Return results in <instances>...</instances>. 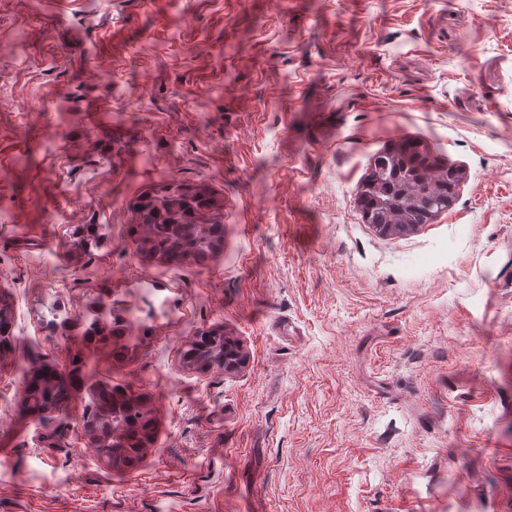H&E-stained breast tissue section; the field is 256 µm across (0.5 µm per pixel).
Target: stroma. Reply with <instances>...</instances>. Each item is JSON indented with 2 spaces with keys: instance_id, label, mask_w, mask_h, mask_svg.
<instances>
[{
  "instance_id": "obj_1",
  "label": "stroma",
  "mask_w": 512,
  "mask_h": 512,
  "mask_svg": "<svg viewBox=\"0 0 512 512\" xmlns=\"http://www.w3.org/2000/svg\"><path fill=\"white\" fill-rule=\"evenodd\" d=\"M64 11L0 0V512H512V0ZM407 140L458 196L385 235L360 193ZM173 181L218 208L214 254L138 250ZM102 303L132 347L87 336ZM210 329L238 372L186 362ZM41 367L68 391L43 421ZM101 384L148 400L136 468L83 435ZM226 349L231 345L236 351L233 357L228 361L223 360L222 356L218 358H212L210 360L201 363L200 369H208L210 366H220L224 368V372L232 373L237 371L246 363V356L242 353L240 347L233 341L225 339ZM41 370L34 371L31 374L26 385V398L29 402L30 412L38 418H45L57 411L54 393L58 383L55 377L44 379V373L40 372ZM35 379H39L42 383L39 389L31 386V381Z\"/></svg>"
}]
</instances>
